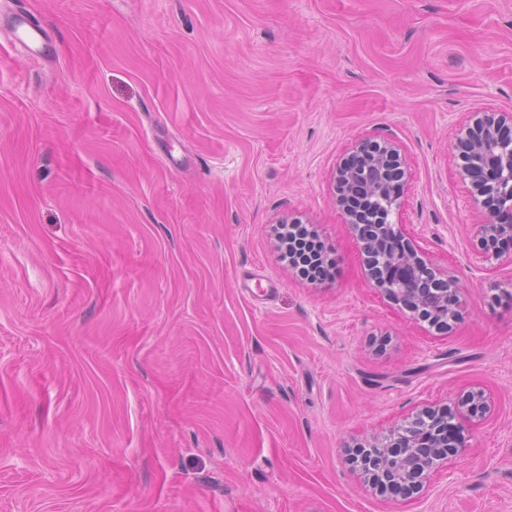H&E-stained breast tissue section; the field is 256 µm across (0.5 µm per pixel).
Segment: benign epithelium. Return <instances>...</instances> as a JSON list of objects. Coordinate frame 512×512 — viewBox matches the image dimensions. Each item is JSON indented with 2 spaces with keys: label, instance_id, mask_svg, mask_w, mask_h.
Here are the masks:
<instances>
[{
  "label": "benign epithelium",
  "instance_id": "1",
  "mask_svg": "<svg viewBox=\"0 0 512 512\" xmlns=\"http://www.w3.org/2000/svg\"><path fill=\"white\" fill-rule=\"evenodd\" d=\"M456 171L470 200L480 209L473 225L485 260L512 261V112H473L456 132ZM409 181L400 147L392 141L356 140L336 165V206L354 234L373 288L417 320L448 333L461 318V290L428 260L405 224L391 222ZM386 196L385 210L370 212L365 200ZM464 412L483 421L494 401L482 388L462 403ZM446 409L426 407L384 435L381 442L351 450L360 478L385 497H407L432 477L448 472L465 448Z\"/></svg>",
  "mask_w": 512,
  "mask_h": 512
}]
</instances>
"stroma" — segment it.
Masks as SVG:
<instances>
[{"label": "stroma", "instance_id": "obj_1", "mask_svg": "<svg viewBox=\"0 0 512 512\" xmlns=\"http://www.w3.org/2000/svg\"><path fill=\"white\" fill-rule=\"evenodd\" d=\"M488 109L512 0H0V512H512V264L452 163ZM362 137L402 149L448 333L368 282L332 190ZM288 217L323 283L281 261ZM478 386L453 474L364 487L346 444ZM280 224L278 235L281 242V260L298 269L308 280L325 278L329 273L330 260L324 253V246L318 235L296 220L282 221ZM461 407L471 417H478L479 420L484 421L490 417L494 412V401L486 394L482 388H477L471 391Z\"/></svg>", "mask_w": 512, "mask_h": 512}]
</instances>
